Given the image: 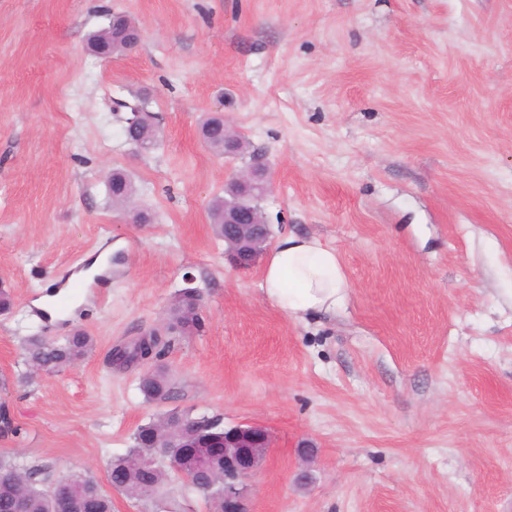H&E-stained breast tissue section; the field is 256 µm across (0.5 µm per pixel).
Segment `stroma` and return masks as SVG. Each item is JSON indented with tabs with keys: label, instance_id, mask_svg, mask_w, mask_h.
I'll use <instances>...</instances> for the list:
<instances>
[{
	"label": "stroma",
	"instance_id": "stroma-1",
	"mask_svg": "<svg viewBox=\"0 0 512 512\" xmlns=\"http://www.w3.org/2000/svg\"><path fill=\"white\" fill-rule=\"evenodd\" d=\"M116 12L140 45L91 55ZM118 99L145 102L153 149ZM212 112L270 167L274 238L336 251V316L288 318L225 259L208 207L246 161L204 145ZM116 167L149 223L113 208ZM107 248L111 276L43 317ZM188 286L202 326L160 359L178 396L146 402L150 363L108 356ZM0 287V454L25 466L109 489L172 406L268 427L252 512H512V0H0ZM77 329L92 353L23 381L27 337Z\"/></svg>",
	"mask_w": 512,
	"mask_h": 512
}]
</instances>
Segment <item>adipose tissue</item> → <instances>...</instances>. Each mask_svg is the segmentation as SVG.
I'll list each match as a JSON object with an SVG mask.
<instances>
[{
	"instance_id": "ef3b65f1",
	"label": "adipose tissue",
	"mask_w": 512,
	"mask_h": 512,
	"mask_svg": "<svg viewBox=\"0 0 512 512\" xmlns=\"http://www.w3.org/2000/svg\"><path fill=\"white\" fill-rule=\"evenodd\" d=\"M261 290L295 320L335 314L347 301L351 284L335 250L317 236H283L268 254Z\"/></svg>"
}]
</instances>
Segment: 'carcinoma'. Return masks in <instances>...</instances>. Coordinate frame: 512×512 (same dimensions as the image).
<instances>
[{"label": "carcinoma", "instance_id": "carcinoma-1", "mask_svg": "<svg viewBox=\"0 0 512 512\" xmlns=\"http://www.w3.org/2000/svg\"><path fill=\"white\" fill-rule=\"evenodd\" d=\"M133 26L128 16L118 13L113 26L99 35H92L90 45L99 50L100 55L109 57L121 51L126 27ZM200 131L204 143L216 154L227 152L241 154L246 150L243 137H237L232 145L224 144V131L214 116L207 117ZM112 205L123 210L130 209L135 188L128 175L120 169L112 171L108 183ZM234 202L230 195L215 198L209 208L214 234L224 239V205ZM200 305V295L196 292L179 296L173 303L168 331L189 332L198 328L193 310ZM146 345H132L123 353L124 363L132 365L150 352L161 355L166 347L161 335L151 332ZM94 345L93 337L77 330L70 336L52 339L45 336H32L25 346L26 363L30 374L53 373L83 359ZM139 389L148 401H165L176 395V387L166 370L158 366L140 378ZM224 427V417L220 415L195 414L192 410L181 411V418L172 423L170 438L190 435L202 428L215 431ZM156 458L154 467L141 469L143 458ZM174 448H141L138 437H133V446L123 455L112 458L109 468V481L120 487V493L145 505H155L163 499L162 488L171 476L176 474L173 462ZM193 472L191 489L207 500L211 512H221L222 499L219 486L213 484L212 476L223 470L217 462L210 467H189ZM51 474L46 468L25 467L16 458L0 455V512H57L58 503L51 492ZM65 512H112V498L102 490L98 482L88 474L74 473L63 480Z\"/></svg>", "mask_w": 512, "mask_h": 512}]
</instances>
